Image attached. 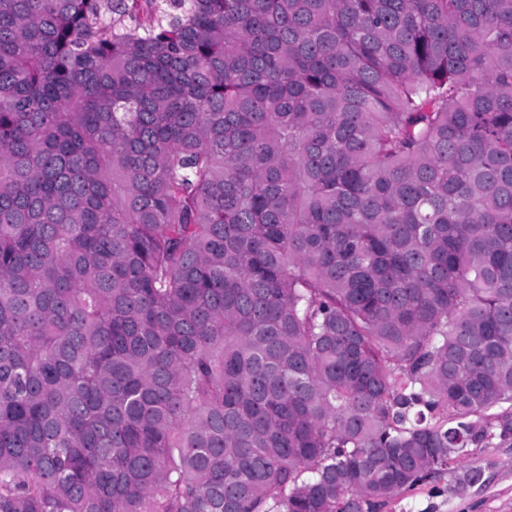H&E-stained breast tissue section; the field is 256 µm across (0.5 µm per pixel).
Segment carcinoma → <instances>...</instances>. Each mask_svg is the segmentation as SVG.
<instances>
[{"label": "carcinoma", "mask_w": 512, "mask_h": 512, "mask_svg": "<svg viewBox=\"0 0 512 512\" xmlns=\"http://www.w3.org/2000/svg\"><path fill=\"white\" fill-rule=\"evenodd\" d=\"M512 440V0H0V512H379Z\"/></svg>", "instance_id": "1"}]
</instances>
